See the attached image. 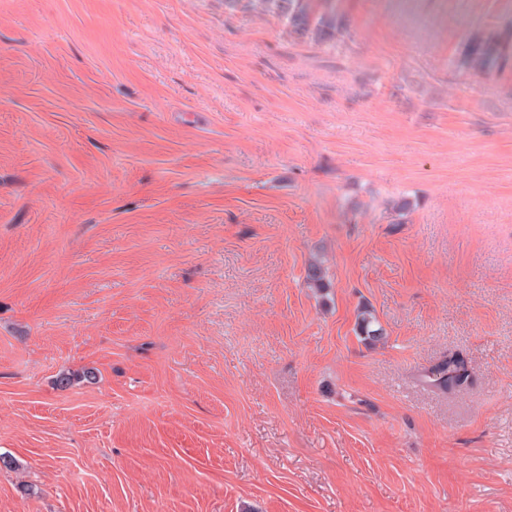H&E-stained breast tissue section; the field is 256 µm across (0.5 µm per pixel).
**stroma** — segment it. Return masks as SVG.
Segmentation results:
<instances>
[{
	"mask_svg": "<svg viewBox=\"0 0 512 512\" xmlns=\"http://www.w3.org/2000/svg\"><path fill=\"white\" fill-rule=\"evenodd\" d=\"M336 8L0 0V512H512V5ZM224 7L277 16L285 21L289 32L314 42L331 40L345 31L344 18L336 11L335 0H224ZM509 43L511 44V41L504 42L494 34L470 41L462 51L466 68L477 74L490 75L511 65ZM460 370L463 373H458ZM427 376L434 387L448 393L464 389L471 383L470 372L460 356L448 357L432 368Z\"/></svg>",
	"mask_w": 512,
	"mask_h": 512,
	"instance_id": "35a3bbf8",
	"label": "stroma"
}]
</instances>
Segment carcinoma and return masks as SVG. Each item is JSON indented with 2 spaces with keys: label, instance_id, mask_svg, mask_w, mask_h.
Returning <instances> with one entry per match:
<instances>
[{
  "label": "carcinoma",
  "instance_id": "1",
  "mask_svg": "<svg viewBox=\"0 0 512 512\" xmlns=\"http://www.w3.org/2000/svg\"><path fill=\"white\" fill-rule=\"evenodd\" d=\"M224 7L260 16H277L288 25V31L314 42L331 40L345 31L344 18L336 11L335 0H224ZM462 56L466 68L482 75H490L512 64L509 43L494 34L467 43ZM307 281L319 291L329 287L323 268L316 263L310 264ZM374 322L371 310L363 308L356 324V334L365 341L380 340L382 329L371 328ZM428 378L434 387L448 393L464 389L471 383L467 365L459 356H451L432 368Z\"/></svg>",
  "mask_w": 512,
  "mask_h": 512
}]
</instances>
